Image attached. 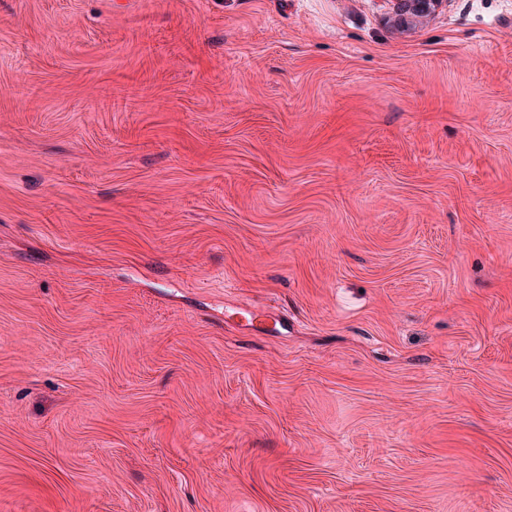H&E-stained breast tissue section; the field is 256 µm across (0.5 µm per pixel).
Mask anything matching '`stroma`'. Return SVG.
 Returning <instances> with one entry per match:
<instances>
[{
  "mask_svg": "<svg viewBox=\"0 0 512 512\" xmlns=\"http://www.w3.org/2000/svg\"><path fill=\"white\" fill-rule=\"evenodd\" d=\"M0 0V512H512V0ZM391 6L389 17L400 27H409L430 17L443 0H386Z\"/></svg>",
  "mask_w": 512,
  "mask_h": 512,
  "instance_id": "stroma-1",
  "label": "stroma"
}]
</instances>
